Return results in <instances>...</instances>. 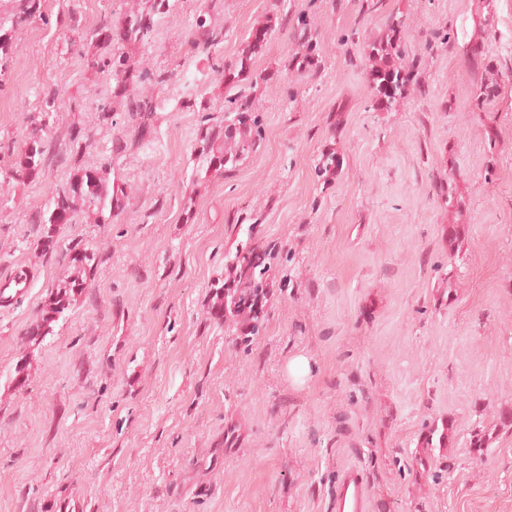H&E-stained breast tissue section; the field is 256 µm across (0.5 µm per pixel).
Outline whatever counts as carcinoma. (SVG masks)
I'll list each match as a JSON object with an SVG mask.
<instances>
[{
  "label": "carcinoma",
  "mask_w": 512,
  "mask_h": 512,
  "mask_svg": "<svg viewBox=\"0 0 512 512\" xmlns=\"http://www.w3.org/2000/svg\"><path fill=\"white\" fill-rule=\"evenodd\" d=\"M13 6L6 21L0 22V73L9 66L10 46L8 37L2 33L4 27L16 31L26 27L34 19L43 20L48 25L51 17L45 14L42 0H12ZM218 8V0H209L205 9L196 16L195 24L188 36L191 49L199 54L211 56L224 40V29L216 27L212 14ZM169 0H140L138 8L130 11L119 25L108 18L101 20L96 36L101 38L102 47L95 53L80 54L85 70L95 73L106 72L112 75L115 87L112 96L102 97L96 111L105 120L111 118L114 109L125 113L128 121L137 128L146 130L153 127L161 100L158 97L129 92L133 83H147L158 89L164 88L172 74L162 70H147L136 67L134 61L118 44H149L155 39L159 20L168 14ZM283 27L282 18L275 15L266 23L251 31L239 54L228 61L216 65V71L224 79V124L213 125L205 113L213 111L210 99L201 93L178 101L179 109L201 112L198 135L194 144L196 175L206 177L226 176L237 170L248 158L255 154L264 139L265 129L256 104L255 88L266 81V76L253 73L255 57L261 53L273 32ZM403 21L393 14L389 18L387 34L365 46L369 62L368 78L374 104L381 110H390L407 98L412 85V74L402 62L401 32ZM299 38L303 51L291 65L299 75L317 72L321 67V43L317 34L306 26H301ZM43 108L38 112H28L24 116L26 140L22 153L9 168V178L16 183H24L38 175L46 152L50 147L47 136L49 118L63 104V94L56 88L44 92ZM340 160L334 152L322 155L318 163V175L333 177L339 170ZM112 158L105 157L100 167L63 183L56 188L54 207L48 215L39 216L34 223L41 226L40 241L45 251H54L55 233L58 226L70 224L75 216L84 211L87 205L97 207V222L108 224L112 217L125 209L127 194L124 184L109 179ZM272 250L248 238L237 243L235 249L225 255L226 270L231 275L228 283L216 289L212 309L218 318L229 313L228 327L241 336H249L259 331L267 298L260 292L268 272ZM71 261L78 272H86L97 265V254L88 247L74 248ZM83 291V280L75 277L58 286L51 292L50 299L42 308L40 318L25 333L24 342L33 346L40 344L53 329L60 317L70 309L75 297ZM440 433L446 444H453L455 423L448 420L442 428L435 426L428 430L422 448L434 447L432 438Z\"/></svg>",
  "instance_id": "cac0c4a2"
}]
</instances>
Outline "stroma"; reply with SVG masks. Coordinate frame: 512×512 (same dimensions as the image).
Returning <instances> with one entry per match:
<instances>
[{
  "label": "stroma",
  "mask_w": 512,
  "mask_h": 512,
  "mask_svg": "<svg viewBox=\"0 0 512 512\" xmlns=\"http://www.w3.org/2000/svg\"><path fill=\"white\" fill-rule=\"evenodd\" d=\"M137 0H46L77 28L33 21L12 33L0 77V279L25 270L30 292L0 308V512H330L348 468L367 479V512H512V0H224L220 57L272 14L255 71L266 126L258 151L223 179L195 175L199 115L176 108L224 85L187 35L203 0H170L154 41L131 48L173 81L154 128L89 101L113 81L83 71L74 43ZM415 85L379 110L367 43L392 13ZM305 20L322 65L289 61ZM67 105L50 119L38 176L8 182L24 116L47 87ZM128 146L112 150L115 132ZM92 135L79 150L74 136ZM335 149L331 182L315 173ZM112 159L125 210L62 225L43 251L32 219L58 184ZM260 215L247 229L242 220ZM458 225V246L448 243ZM278 244L264 323L241 345L212 314L224 254L245 236ZM100 256L84 290L36 346L23 340L52 288L75 274L70 249ZM309 362L301 381L288 374ZM24 365V385L14 381ZM456 442L416 460L434 424ZM487 448H470L473 428Z\"/></svg>",
  "instance_id": "1"
}]
</instances>
